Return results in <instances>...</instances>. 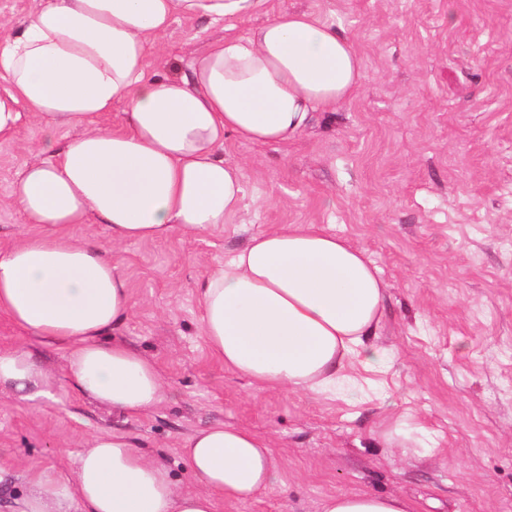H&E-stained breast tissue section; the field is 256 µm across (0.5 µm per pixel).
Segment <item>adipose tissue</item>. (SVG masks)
Instances as JSON below:
<instances>
[{
    "label": "adipose tissue",
    "instance_id": "1",
    "mask_svg": "<svg viewBox=\"0 0 512 512\" xmlns=\"http://www.w3.org/2000/svg\"><path fill=\"white\" fill-rule=\"evenodd\" d=\"M267 0H40L0 43V140L22 121L45 141L74 129L11 192L31 232L0 251V316L64 351L54 372L29 349L0 352V389L57 403L71 390L130 417L166 395L158 365L116 334L133 301L116 256L76 234L102 224L113 246L195 237L243 206L242 168L224 141L287 145L316 112L361 86V54L311 13L284 10L247 36L193 47L190 72L161 77L153 51L179 16L243 19ZM119 130L100 125L116 103ZM212 354L255 390L314 396L352 360L376 367L386 288L365 251L315 224L252 235L197 288ZM201 491L180 489L162 456L115 429L91 436L64 481L46 469L13 512H215L282 484L268 438L216 422L180 444ZM321 512H414L397 494L339 493Z\"/></svg>",
    "mask_w": 512,
    "mask_h": 512
}]
</instances>
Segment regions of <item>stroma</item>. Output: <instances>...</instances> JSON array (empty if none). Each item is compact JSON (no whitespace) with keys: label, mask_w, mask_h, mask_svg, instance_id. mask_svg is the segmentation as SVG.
I'll return each instance as SVG.
<instances>
[{"label":"stroma","mask_w":512,"mask_h":512,"mask_svg":"<svg viewBox=\"0 0 512 512\" xmlns=\"http://www.w3.org/2000/svg\"><path fill=\"white\" fill-rule=\"evenodd\" d=\"M308 10L352 39L362 84L317 113L295 142L227 139L243 166L244 206L224 229L113 247L101 224L82 238L116 250L134 302L122 341L154 359L166 397L128 418L68 393L55 405L0 390V512L28 473L74 475L90 436L120 429L160 453L180 488L181 440L222 421L267 437L282 489L216 512H320L338 493H391L415 512H512V0H268L225 25L175 18L154 70L188 73L191 40L231 27L247 35L281 10ZM32 122L0 140V249L28 226L9 202L25 164L47 159ZM318 224L365 250L386 283L373 344L383 366H355L335 394L255 391L210 352L196 298L208 269L257 232ZM27 346L61 371L64 352L0 316V351ZM406 419L423 451L386 447L385 422Z\"/></svg>","instance_id":"stroma-1"}]
</instances>
